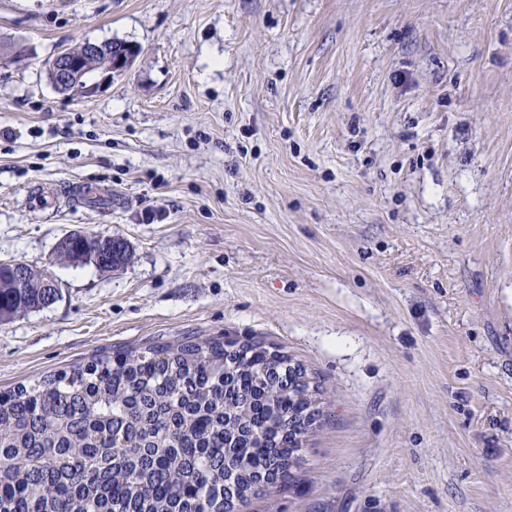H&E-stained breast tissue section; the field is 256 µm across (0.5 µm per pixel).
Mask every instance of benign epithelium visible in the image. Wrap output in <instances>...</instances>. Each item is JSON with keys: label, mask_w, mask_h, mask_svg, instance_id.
<instances>
[{"label": "benign epithelium", "mask_w": 512, "mask_h": 512, "mask_svg": "<svg viewBox=\"0 0 512 512\" xmlns=\"http://www.w3.org/2000/svg\"><path fill=\"white\" fill-rule=\"evenodd\" d=\"M133 44L113 46L86 41L78 49H65L49 63V75L55 88L73 99L91 98L107 86L112 78L126 72L138 55ZM13 271L11 287L25 288L28 265L22 261L0 263V272Z\"/></svg>", "instance_id": "1"}]
</instances>
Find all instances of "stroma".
<instances>
[{
  "instance_id": "stroma-1",
  "label": "stroma",
  "mask_w": 512,
  "mask_h": 512,
  "mask_svg": "<svg viewBox=\"0 0 512 512\" xmlns=\"http://www.w3.org/2000/svg\"><path fill=\"white\" fill-rule=\"evenodd\" d=\"M1 39L0 260L59 295L0 322V391L259 341L322 413L240 512H512V0H0ZM110 40L122 76L55 89ZM133 44L114 47L105 42L86 41L78 49H65L49 63L55 88L73 99L91 98L112 78L126 72L138 55ZM89 235V236H87ZM99 233H86L83 231H74L64 237H62L56 246V255L60 260H64L63 254L68 252V255L76 260L81 262L82 264H93L91 260H93V252L89 253L86 248L92 249L94 245H98V253L99 262L105 261V265L107 261H111L113 263V254H112V239H103L100 238L101 241L96 239H91L94 236H98ZM73 236H87L89 239L84 238H74L73 243L67 249V242ZM100 237V236H98ZM89 258V259H88ZM99 262L94 260L95 266H102ZM93 264V265H94Z\"/></svg>"
}]
</instances>
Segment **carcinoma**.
Returning a JSON list of instances; mask_svg holds the SVG:
<instances>
[{
    "label": "carcinoma",
    "instance_id": "carcinoma-1",
    "mask_svg": "<svg viewBox=\"0 0 512 512\" xmlns=\"http://www.w3.org/2000/svg\"><path fill=\"white\" fill-rule=\"evenodd\" d=\"M127 262L112 240L76 238L68 255ZM30 288H0L7 317L50 304L42 273ZM320 415L305 371L258 342L160 343L102 354L85 365L0 392V512H230L268 469L291 477L311 432L288 416Z\"/></svg>",
    "mask_w": 512,
    "mask_h": 512
}]
</instances>
